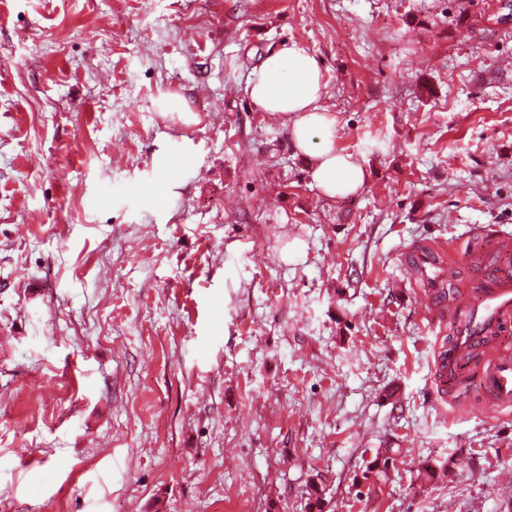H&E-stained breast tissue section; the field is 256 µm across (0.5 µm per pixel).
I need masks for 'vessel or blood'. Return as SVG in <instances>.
I'll list each match as a JSON object with an SVG mask.
<instances>
[{"label":"vessel or blood","mask_w":512,"mask_h":512,"mask_svg":"<svg viewBox=\"0 0 512 512\" xmlns=\"http://www.w3.org/2000/svg\"><path fill=\"white\" fill-rule=\"evenodd\" d=\"M481 273L469 281L475 299L455 307L448 300L446 285L458 279L455 258L446 245L436 241L422 244L411 254L418 267L433 266L436 276L426 282L424 297L428 308L452 315L455 331L450 341H437L433 376L440 391L462 399L463 365H472L481 379L489 411L512 406V355L495 352L494 346L512 331V268L502 256L512 250V239L497 234L493 228H480L473 234Z\"/></svg>","instance_id":"b4317fda"}]
</instances>
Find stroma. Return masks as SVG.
<instances>
[{
    "instance_id": "stroma-1",
    "label": "stroma",
    "mask_w": 512,
    "mask_h": 512,
    "mask_svg": "<svg viewBox=\"0 0 512 512\" xmlns=\"http://www.w3.org/2000/svg\"><path fill=\"white\" fill-rule=\"evenodd\" d=\"M499 13L0 0V512H302L319 479L321 512H504L512 408L440 397L452 320L405 261L512 235ZM287 42L368 174L352 196L246 92Z\"/></svg>"
}]
</instances>
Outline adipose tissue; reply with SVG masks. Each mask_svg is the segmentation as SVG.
<instances>
[{
  "mask_svg": "<svg viewBox=\"0 0 512 512\" xmlns=\"http://www.w3.org/2000/svg\"><path fill=\"white\" fill-rule=\"evenodd\" d=\"M246 91L256 108L288 123L293 147L310 160L311 179L324 196L342 198L361 189L367 173L336 148V118L320 106L321 69L305 47L291 42L269 52Z\"/></svg>",
  "mask_w": 512,
  "mask_h": 512,
  "instance_id": "1",
  "label": "adipose tissue"
}]
</instances>
